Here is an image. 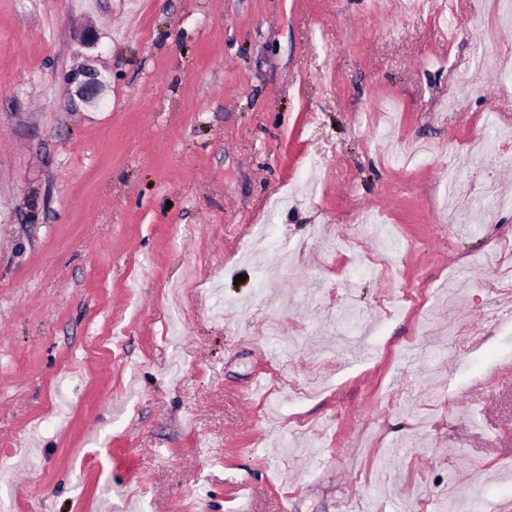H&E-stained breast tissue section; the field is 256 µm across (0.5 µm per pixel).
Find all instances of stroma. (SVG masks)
Instances as JSON below:
<instances>
[{
  "mask_svg": "<svg viewBox=\"0 0 512 512\" xmlns=\"http://www.w3.org/2000/svg\"><path fill=\"white\" fill-rule=\"evenodd\" d=\"M454 7L0 0V512H512V211L446 220L512 25Z\"/></svg>",
  "mask_w": 512,
  "mask_h": 512,
  "instance_id": "obj_1",
  "label": "stroma"
}]
</instances>
